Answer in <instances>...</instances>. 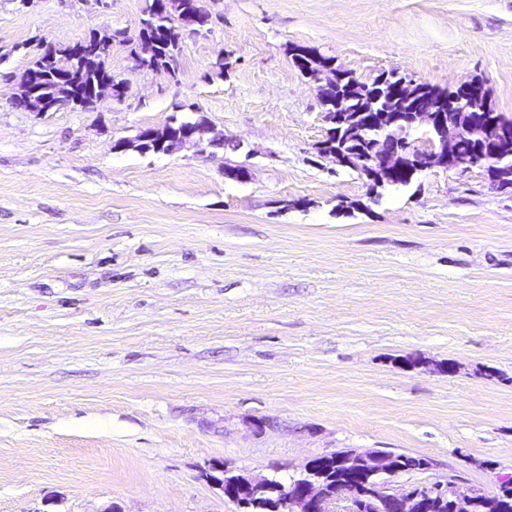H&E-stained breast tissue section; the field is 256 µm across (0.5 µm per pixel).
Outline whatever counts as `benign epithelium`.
<instances>
[{
    "label": "benign epithelium",
    "mask_w": 512,
    "mask_h": 512,
    "mask_svg": "<svg viewBox=\"0 0 512 512\" xmlns=\"http://www.w3.org/2000/svg\"><path fill=\"white\" fill-rule=\"evenodd\" d=\"M122 33L94 31L78 45L94 44L100 49L112 47L113 41ZM375 86L386 87V92L395 98L415 101L411 119L406 125L398 127L396 135L387 132V127L396 122V115L387 108L375 113L370 111L352 114L346 105L347 99L336 101V111L325 115L327 122L338 126L336 132H344L343 139L366 142L370 153L366 157H357L333 146L327 139L321 140L317 152L322 157H329L336 165L352 168L367 179L368 194L374 195L381 177L393 173L409 160L389 148L390 141H398L401 149L415 157L414 165L418 169L442 168L444 170L465 171L478 165L461 155L459 143L464 139L481 141L490 127L489 112L493 111L490 99L483 93L477 81L462 82L449 90L448 102L440 101L431 107H424L416 97L425 93L418 82L408 76L394 71L384 73L376 79ZM128 89L126 79L113 76L101 84L97 92L87 98L91 107H96L105 99L121 101ZM81 107L79 100L70 92L52 91L39 98L31 112L42 116L48 112L74 110ZM179 124L180 131L171 140L166 149H156L160 153H170L186 144L202 146L201 133L210 130L207 119L199 117L196 122H184L171 119ZM427 135V147H419V132ZM341 464L347 466L349 476L340 479L335 488L325 491L315 468L322 465L320 461H310L298 478H293L286 485L269 477H254L240 473L234 482V489L227 498L235 502L238 508H250L258 502L260 494L273 491L277 493L275 508L270 512H332L330 505L344 501L346 512H431L435 499L446 495L451 500L450 512H473L479 490L470 493L460 492L457 479L448 476L437 480L429 486L404 487L394 486L388 478L398 472L381 466L382 456L379 450L358 452L349 450L338 454Z\"/></svg>",
    "instance_id": "benign-epithelium-1"
}]
</instances>
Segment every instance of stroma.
<instances>
[{
	"mask_svg": "<svg viewBox=\"0 0 512 512\" xmlns=\"http://www.w3.org/2000/svg\"><path fill=\"white\" fill-rule=\"evenodd\" d=\"M147 3L0 0V512H238L210 461L286 482L348 449L430 461L401 485L496 491L512 188L434 168L369 199L318 154L288 48L368 83L478 79L512 116V0H200L172 74L130 54ZM105 30L123 101L14 105L41 45ZM199 111L240 149L114 147Z\"/></svg>",
	"mask_w": 512,
	"mask_h": 512,
	"instance_id": "stroma-1",
	"label": "stroma"
}]
</instances>
